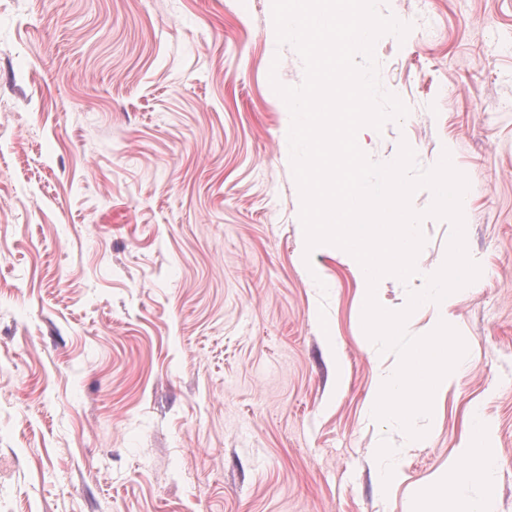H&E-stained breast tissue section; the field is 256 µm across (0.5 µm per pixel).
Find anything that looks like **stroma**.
Here are the masks:
<instances>
[{"mask_svg":"<svg viewBox=\"0 0 512 512\" xmlns=\"http://www.w3.org/2000/svg\"><path fill=\"white\" fill-rule=\"evenodd\" d=\"M377 10L411 26L374 46L409 113L358 136L381 163L451 151L481 270L456 310L472 366L385 500L370 450L400 432L364 401L398 357L335 246L305 253L268 80L304 67L270 0H0V512H403L473 402L512 512V0ZM432 201H410L425 267L451 234Z\"/></svg>","mask_w":512,"mask_h":512,"instance_id":"1","label":"stroma"}]
</instances>
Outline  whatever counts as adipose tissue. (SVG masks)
I'll return each instance as SVG.
<instances>
[{"mask_svg":"<svg viewBox=\"0 0 512 512\" xmlns=\"http://www.w3.org/2000/svg\"><path fill=\"white\" fill-rule=\"evenodd\" d=\"M498 447L494 427L480 405H471L454 461L405 512H497Z\"/></svg>","mask_w":512,"mask_h":512,"instance_id":"obj_1","label":"adipose tissue"}]
</instances>
